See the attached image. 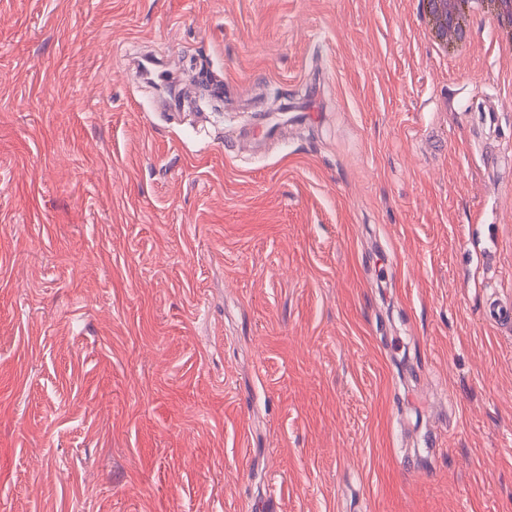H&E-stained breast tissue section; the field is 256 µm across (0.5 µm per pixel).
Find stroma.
Returning <instances> with one entry per match:
<instances>
[{
  "mask_svg": "<svg viewBox=\"0 0 512 512\" xmlns=\"http://www.w3.org/2000/svg\"><path fill=\"white\" fill-rule=\"evenodd\" d=\"M422 26L0 0V512H512V59ZM484 312L486 317L494 323H500L511 327L512 303L500 298L490 299L486 302Z\"/></svg>",
  "mask_w": 512,
  "mask_h": 512,
  "instance_id": "stroma-1",
  "label": "stroma"
}]
</instances>
